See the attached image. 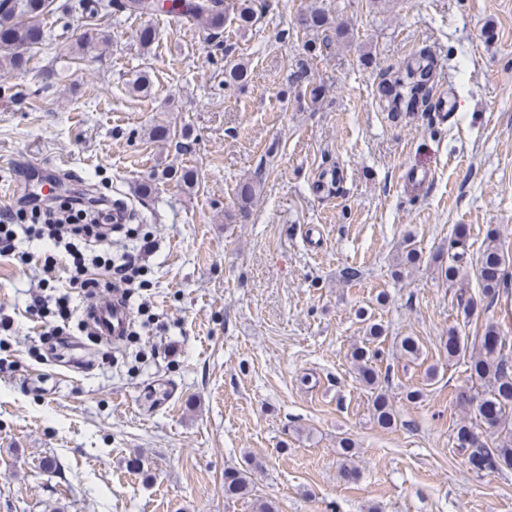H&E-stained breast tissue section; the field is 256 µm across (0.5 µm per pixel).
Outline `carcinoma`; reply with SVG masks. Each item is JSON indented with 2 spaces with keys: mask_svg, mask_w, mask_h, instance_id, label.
<instances>
[{
  "mask_svg": "<svg viewBox=\"0 0 512 512\" xmlns=\"http://www.w3.org/2000/svg\"><path fill=\"white\" fill-rule=\"evenodd\" d=\"M265 6V0H240L229 7L224 0H0V66L21 70L27 63L25 53L42 40L41 17L51 15L68 26L79 15L89 18L101 14H128L130 16L155 15L160 12L193 20H202L208 30L209 42L215 47L224 29V14L231 9L236 14L238 25L247 27L257 15L256 6ZM434 60L423 53L411 58L393 80L395 93L390 111L410 109L411 100L432 79ZM257 192V183L245 181L239 185L236 196L239 210L248 212ZM462 244L458 237L448 243V263L442 268L448 283L457 281L461 273L464 254L456 251ZM509 257L495 240L489 244L477 260V274L484 294L491 298L500 295L505 284L504 268ZM507 337L500 335L493 325H488L482 335L474 337V355L469 369L471 375L484 385L482 398L477 407L483 422L495 426V437L487 440L474 431V427L461 422L455 428L454 444L460 448L467 461L487 460L492 469H512V348L506 344ZM403 356L418 359L421 355L419 340L404 336L398 343ZM467 349V342L454 331H448L445 343L446 355L454 358ZM351 357L361 380L369 388L373 400V416L377 423L389 428L397 421V413L385 393L389 384V373H379L375 363L380 360V351L367 346L353 347ZM254 492L252 479L245 472H224V496L246 498Z\"/></svg>",
  "mask_w": 512,
  "mask_h": 512,
  "instance_id": "carcinoma-1",
  "label": "carcinoma"
}]
</instances>
